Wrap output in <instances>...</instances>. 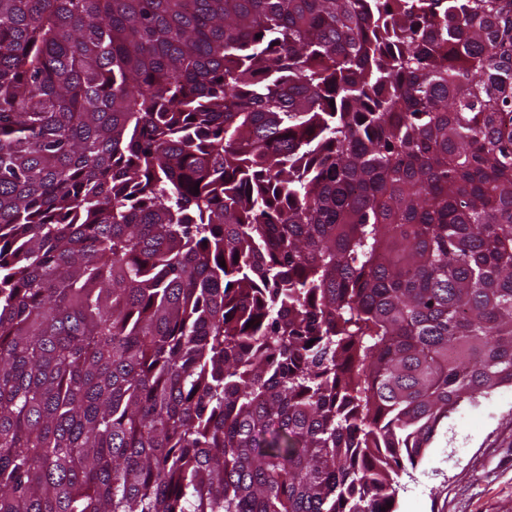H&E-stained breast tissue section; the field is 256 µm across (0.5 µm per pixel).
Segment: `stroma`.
<instances>
[{
	"mask_svg": "<svg viewBox=\"0 0 512 512\" xmlns=\"http://www.w3.org/2000/svg\"><path fill=\"white\" fill-rule=\"evenodd\" d=\"M397 482V512H512V385L464 402Z\"/></svg>",
	"mask_w": 512,
	"mask_h": 512,
	"instance_id": "1",
	"label": "stroma"
}]
</instances>
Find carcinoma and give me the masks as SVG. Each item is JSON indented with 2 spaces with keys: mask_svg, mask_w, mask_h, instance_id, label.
<instances>
[{
  "mask_svg": "<svg viewBox=\"0 0 512 512\" xmlns=\"http://www.w3.org/2000/svg\"><path fill=\"white\" fill-rule=\"evenodd\" d=\"M506 384L512 0H0V512H395Z\"/></svg>",
  "mask_w": 512,
  "mask_h": 512,
  "instance_id": "1",
  "label": "carcinoma"
}]
</instances>
